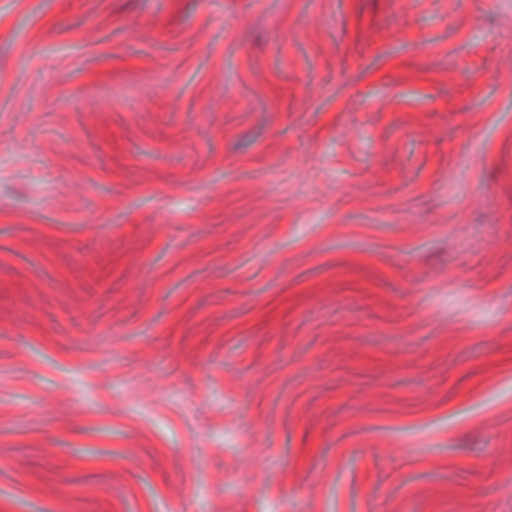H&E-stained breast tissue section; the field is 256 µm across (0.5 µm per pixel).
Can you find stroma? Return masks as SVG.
Instances as JSON below:
<instances>
[{"label": "stroma", "mask_w": 512, "mask_h": 512, "mask_svg": "<svg viewBox=\"0 0 512 512\" xmlns=\"http://www.w3.org/2000/svg\"><path fill=\"white\" fill-rule=\"evenodd\" d=\"M0 512H512V0H0Z\"/></svg>", "instance_id": "1"}]
</instances>
